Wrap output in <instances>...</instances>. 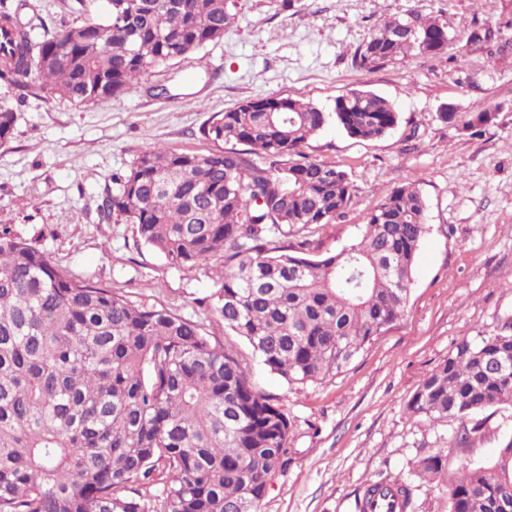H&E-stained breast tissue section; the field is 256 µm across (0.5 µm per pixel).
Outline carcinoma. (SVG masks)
Here are the masks:
<instances>
[{
	"label": "carcinoma",
	"mask_w": 512,
	"mask_h": 512,
	"mask_svg": "<svg viewBox=\"0 0 512 512\" xmlns=\"http://www.w3.org/2000/svg\"><path fill=\"white\" fill-rule=\"evenodd\" d=\"M81 24L35 42L0 12V81L39 83L77 104H102L147 68L189 57L224 37L233 0H101ZM475 25L467 41L495 39ZM448 26L409 10L378 24L354 53L374 70L408 56L441 58ZM444 123L487 124L494 113H438ZM17 115L0 105V147ZM377 139L399 122L394 104L370 90L336 97L332 111L289 96L249 99L202 127L205 155L154 148L112 179L103 212L175 268L223 258L213 310L270 371L314 384L348 367L405 312L427 210L411 184L395 188L340 251L309 257L305 233L351 205L342 167L310 158L328 123ZM512 404V321L467 339L417 387L411 416L459 423L456 447L487 429L486 410ZM291 423L253 384L231 350L200 324L76 280L9 227L0 228V512H261L268 488L288 471ZM443 451L416 476L448 497V512H512V434L473 467L448 471ZM150 503L136 484L162 477ZM392 498L407 512L412 489L370 484L361 504Z\"/></svg>",
	"instance_id": "carcinoma-1"
}]
</instances>
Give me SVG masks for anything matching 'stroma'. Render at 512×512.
Segmentation results:
<instances>
[{
	"mask_svg": "<svg viewBox=\"0 0 512 512\" xmlns=\"http://www.w3.org/2000/svg\"><path fill=\"white\" fill-rule=\"evenodd\" d=\"M409 9L447 23L457 38L447 56L356 67L354 52L372 28ZM1 10L18 14L37 41L82 19L77 0H0ZM233 11L223 39L198 59L149 69L103 104L76 105L35 84L1 82L0 104L13 108L17 122L0 147V226L69 276L202 323L247 364L292 425V464L270 484L262 512H360L367 485L388 478L411 483L409 512H448L446 498L414 478L416 461L442 448L449 468L462 454L485 463L512 433V405L491 408L484 438L462 453L450 445L457 421L410 416L406 403L460 340L512 319V0H234ZM477 21L498 29L497 42L465 45ZM354 89L394 102L399 123L375 140L330 126L310 141L308 154L345 168L355 187L345 215L309 233L312 255L353 241L368 213L407 183L426 203L429 230L404 315L341 373L290 383L215 314L220 258L171 267L132 225L105 219L102 203L113 176L150 148L213 151L201 133L213 113L269 95L328 110ZM445 104L495 116L484 126L455 127L437 118Z\"/></svg>",
	"mask_w": 512,
	"mask_h": 512,
	"instance_id": "35a3bbf8",
	"label": "stroma"
}]
</instances>
